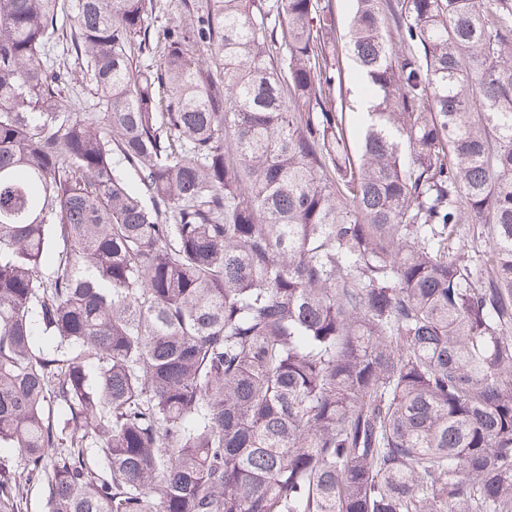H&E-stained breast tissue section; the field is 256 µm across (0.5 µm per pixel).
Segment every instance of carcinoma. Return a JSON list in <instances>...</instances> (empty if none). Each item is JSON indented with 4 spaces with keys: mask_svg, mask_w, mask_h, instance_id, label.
I'll list each match as a JSON object with an SVG mask.
<instances>
[{
    "mask_svg": "<svg viewBox=\"0 0 512 512\" xmlns=\"http://www.w3.org/2000/svg\"><path fill=\"white\" fill-rule=\"evenodd\" d=\"M352 2L0 0V512H512V0ZM180 0H162L158 2L161 5V9L156 11L155 17L154 14L149 19L150 24L156 26H164V25H174L184 22L185 14L182 9V6L179 4ZM59 33H61V31L56 33L54 35V37L51 38V57H50L49 64H51V65L53 64L54 68L58 67V66H60V67L66 66V67L72 68L73 78H74L73 82L74 83L77 82V87H76L77 91L76 92H79V94H78L79 102L76 101V104H77L76 109L78 110L77 112H85L86 115L91 116V115H93L94 111L89 108L90 102H89V96L87 94L88 87L79 86L82 84V82H83V85L86 84L85 76L80 71L78 65L74 64V58L68 57L63 54L62 45H61L62 36L60 35V42L57 39V36ZM343 83L348 89L349 103L346 107L347 129L351 144L358 149L361 135V127L357 120V112L361 102L359 94L364 93V81L356 65L346 60L343 69Z\"/></svg>",
    "mask_w": 512,
    "mask_h": 512,
    "instance_id": "carcinoma-1",
    "label": "carcinoma"
}]
</instances>
